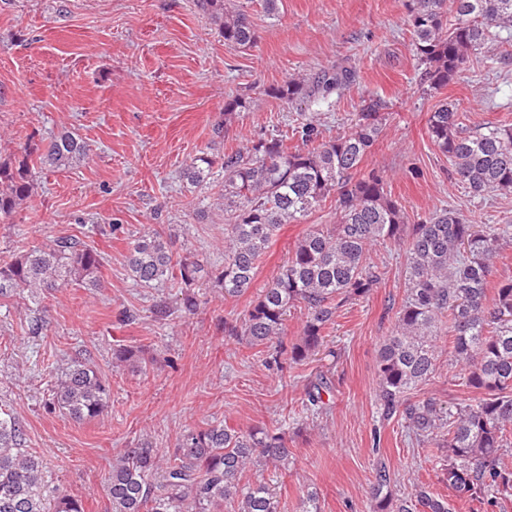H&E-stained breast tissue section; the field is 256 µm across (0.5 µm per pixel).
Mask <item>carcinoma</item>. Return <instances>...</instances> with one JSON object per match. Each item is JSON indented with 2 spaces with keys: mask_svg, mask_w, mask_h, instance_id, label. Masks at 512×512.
<instances>
[{
  "mask_svg": "<svg viewBox=\"0 0 512 512\" xmlns=\"http://www.w3.org/2000/svg\"><path fill=\"white\" fill-rule=\"evenodd\" d=\"M219 23L224 43L246 48L255 32L245 14L224 9V0H200ZM413 46L419 82L439 90L477 55L512 63V0H411ZM347 72L291 79L273 89L279 100H328ZM386 102L362 101L349 131L328 141L314 122L301 127L302 145L288 148V136L259 140L224 154L221 181L216 161L203 153L186 165L182 178L194 188L218 187L224 208V265L212 279L224 296L244 294L253 283L257 261L285 224H296L329 197H335L336 223L322 224L299 239L280 272L251 302L234 335L250 347L283 335L288 312L304 316L302 336L279 345L277 356L300 364L319 354L336 356L327 330L347 303L366 296L379 276L370 262L377 245L406 239V294L391 336L380 346L376 369L377 403L384 420L395 419L408 436L424 445L448 449L443 482L452 496L479 508L492 507L512 492V466L503 456L512 449V279L491 283L503 244L512 241V224L483 229L455 209H442L415 224L391 197L383 178L353 179L374 150L385 121ZM426 132L448 156L452 174L474 197L512 191V126L487 122L476 128L455 102L440 100L429 112ZM87 154L86 144L69 131L53 136L34 166L67 169ZM29 165L17 171L0 163V216L8 217L32 194ZM172 238L156 231L129 243V276L138 285L173 282L190 288L203 264L178 259ZM100 255L72 238L0 260V298L25 291H56L73 283L100 288ZM448 330L451 382L473 402L433 398L410 401L432 377L437 338ZM119 363L146 362L140 346L117 349ZM324 377L310 383L302 413L327 410ZM109 385L91 362L76 360L61 372L48 403L76 422L100 417L108 407ZM24 432L12 412L0 407V512H84L74 498L48 505L43 464L24 447ZM293 459L280 427L246 431L212 422L186 431L167 455L147 442L122 449L112 461L111 512H281L275 488L265 481H243L249 471L285 472ZM390 471L375 468L373 512H452L448 498L421 486L415 495L396 498Z\"/></svg>",
  "mask_w": 512,
  "mask_h": 512,
  "instance_id": "obj_1",
  "label": "carcinoma"
}]
</instances>
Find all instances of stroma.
Masks as SVG:
<instances>
[{
	"instance_id": "35a3bbf8",
	"label": "stroma",
	"mask_w": 512,
	"mask_h": 512,
	"mask_svg": "<svg viewBox=\"0 0 512 512\" xmlns=\"http://www.w3.org/2000/svg\"><path fill=\"white\" fill-rule=\"evenodd\" d=\"M247 11L257 40L225 45L198 0H0V161L17 166L25 149L54 133L79 136L89 153L73 167L32 170L31 198L0 218V258L72 237L102 257V287L72 285L31 300L0 299V403L10 405L26 448L43 461L50 497L72 495L85 512H110L108 476L122 449L146 441L173 450L184 431L225 420L241 429L286 427L294 453L286 474L265 471L283 512H299L316 490L322 512H371L374 468L385 461L394 496L424 484L446 494L442 448L412 443L382 421L376 360L405 296V242L376 247L382 277L365 297L340 308L328 330L332 358L292 367L254 353L228 325L312 226L336 221L334 199L282 227L259 262L251 288L225 297L209 276L193 287L200 306L180 309V289L138 286L128 275L130 241L155 230L173 236L179 257L224 259V212L212 190L189 189L191 160L292 131L305 119L322 139L343 134L362 99L379 97L389 115L361 174L383 176L410 222L450 208L474 224H512V193L472 197L426 134L429 112L454 100L472 124H512V65L478 63L444 89L423 93L412 47L408 0H281L266 15L260 0H224ZM347 67L354 76L320 103L286 104L272 88L293 77ZM242 105L233 111L231 100ZM120 232H111V225ZM166 301L168 318L153 306ZM136 313L123 323V311ZM48 325L27 332L35 312ZM122 345L146 348L150 363L116 365ZM88 358L110 386L107 414L76 422L48 412L67 362ZM333 384L326 413L299 418L307 384Z\"/></svg>"
}]
</instances>
